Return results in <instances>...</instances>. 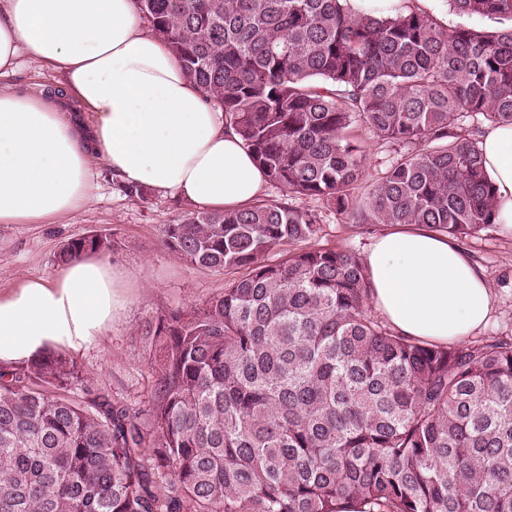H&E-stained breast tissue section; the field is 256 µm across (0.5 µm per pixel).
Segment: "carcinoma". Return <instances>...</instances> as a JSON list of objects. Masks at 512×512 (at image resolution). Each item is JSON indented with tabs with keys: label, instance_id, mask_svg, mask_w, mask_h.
I'll list each match as a JSON object with an SVG mask.
<instances>
[{
	"label": "carcinoma",
	"instance_id": "obj_1",
	"mask_svg": "<svg viewBox=\"0 0 512 512\" xmlns=\"http://www.w3.org/2000/svg\"><path fill=\"white\" fill-rule=\"evenodd\" d=\"M448 2L512 19V0ZM136 5L283 196L458 241L496 227L477 134L512 123V26L341 0ZM356 124L397 154L362 205ZM319 230L283 200L164 225L191 265L241 274L140 325L148 427L63 352L0 367V512H512V336L398 334L368 312L358 251L303 246ZM113 248L85 234L59 260Z\"/></svg>",
	"mask_w": 512,
	"mask_h": 512
}]
</instances>
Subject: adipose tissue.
Returning a JSON list of instances; mask_svg holds the SVG:
<instances>
[{"label": "adipose tissue", "mask_w": 512, "mask_h": 512, "mask_svg": "<svg viewBox=\"0 0 512 512\" xmlns=\"http://www.w3.org/2000/svg\"><path fill=\"white\" fill-rule=\"evenodd\" d=\"M57 71L88 111H59L42 92L0 90V224H48L93 198L92 163L114 180L207 211L251 205L266 182L224 114L147 31L134 0H0V76L20 56ZM495 221L512 230V124L485 127ZM373 307L398 333L461 344L492 318L482 268L452 238L414 226L379 236L364 256ZM119 267L96 254L51 281L0 293V365L75 350L111 325Z\"/></svg>", "instance_id": "ef3b65f1"}]
</instances>
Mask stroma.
Here are the masks:
<instances>
[{"instance_id": "stroma-1", "label": "stroma", "mask_w": 512, "mask_h": 512, "mask_svg": "<svg viewBox=\"0 0 512 512\" xmlns=\"http://www.w3.org/2000/svg\"><path fill=\"white\" fill-rule=\"evenodd\" d=\"M35 86L55 93L60 111L84 114V106L73 96L58 95L56 73L28 58H21L15 73L0 79L1 89L22 92ZM94 180L93 200L58 223L0 225V292L23 279L51 280L60 275L63 266L57 255L70 238L113 233L115 247L108 260L124 271L128 285L119 291L111 326L74 352L73 358L91 386L137 405L147 393L154 361V346L140 336V324L176 309H202L223 293L227 274L190 265L163 245V225L175 223L190 211V204L151 190L142 196L129 193L99 164L94 167ZM292 204L318 219L320 231L309 242L313 248L362 253L388 230L384 224L369 230L349 224L316 197L296 198ZM465 248L483 267L493 290L494 313L486 335L512 336V232L494 229L467 241Z\"/></svg>"}]
</instances>
